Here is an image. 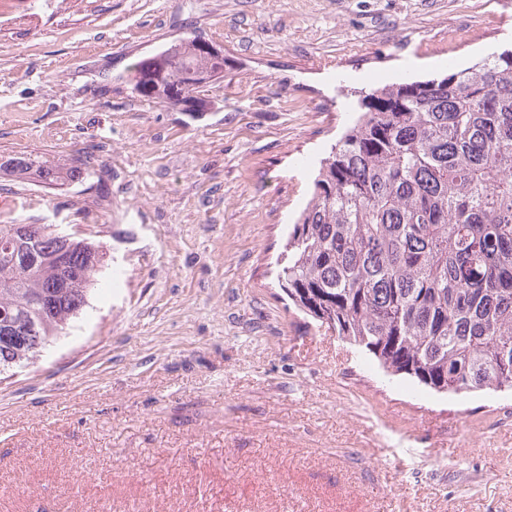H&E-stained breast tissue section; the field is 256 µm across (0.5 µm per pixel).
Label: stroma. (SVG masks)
Returning <instances> with one entry per match:
<instances>
[{
	"label": "stroma",
	"instance_id": "stroma-1",
	"mask_svg": "<svg viewBox=\"0 0 512 512\" xmlns=\"http://www.w3.org/2000/svg\"><path fill=\"white\" fill-rule=\"evenodd\" d=\"M198 37L184 111L131 67ZM512 44V0H0V224L104 251L86 310L0 375V512H512V391L437 393L273 275L357 92ZM86 165L85 162H79V165L61 166L27 155L13 156L0 162V178L27 180L48 185H64L67 182L83 178L82 175L86 169H83L82 166Z\"/></svg>",
	"mask_w": 512,
	"mask_h": 512
}]
</instances>
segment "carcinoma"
I'll list each match as a JSON object with an SVG mask.
<instances>
[{"instance_id":"1","label":"carcinoma","mask_w":512,"mask_h":512,"mask_svg":"<svg viewBox=\"0 0 512 512\" xmlns=\"http://www.w3.org/2000/svg\"><path fill=\"white\" fill-rule=\"evenodd\" d=\"M162 53L168 68L135 88L190 110V69H224L181 40ZM358 108L288 233L280 287L388 373L439 393L512 390V48L376 88ZM83 166L13 156L0 178L63 185ZM74 241L80 268L97 245ZM96 275L60 289L54 310L25 312L52 269L0 263V333L32 319L52 341L88 306Z\"/></svg>"}]
</instances>
